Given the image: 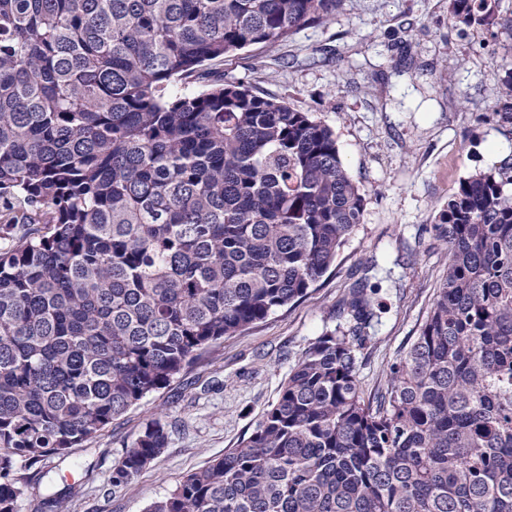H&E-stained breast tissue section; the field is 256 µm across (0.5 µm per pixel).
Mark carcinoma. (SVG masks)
<instances>
[{"instance_id": "1", "label": "carcinoma", "mask_w": 512, "mask_h": 512, "mask_svg": "<svg viewBox=\"0 0 512 512\" xmlns=\"http://www.w3.org/2000/svg\"><path fill=\"white\" fill-rule=\"evenodd\" d=\"M342 0H0V512L32 467L96 438L213 344L307 295L365 198L333 131L200 67L332 21ZM500 0H449L460 31ZM498 112H512V63ZM434 229L448 265L419 333L362 397L353 342L312 341L238 447L148 512H512V163ZM147 424L125 487L167 447Z\"/></svg>"}]
</instances>
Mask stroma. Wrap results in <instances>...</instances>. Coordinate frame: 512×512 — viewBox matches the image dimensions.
<instances>
[{
    "instance_id": "stroma-1",
    "label": "stroma",
    "mask_w": 512,
    "mask_h": 512,
    "mask_svg": "<svg viewBox=\"0 0 512 512\" xmlns=\"http://www.w3.org/2000/svg\"><path fill=\"white\" fill-rule=\"evenodd\" d=\"M501 26L453 28L448 0H343L334 20L291 40L210 62L189 87L243 79L330 126L365 197L363 221L298 302L224 337L165 388L65 457L25 470L18 512L58 496L63 512H146L189 473L253 431L310 342L348 328L351 288L375 289L381 321L356 347L365 399L417 336L447 263L434 217L460 180L512 160V113L492 110L512 60V0ZM164 452L120 493L112 466L152 420Z\"/></svg>"
}]
</instances>
